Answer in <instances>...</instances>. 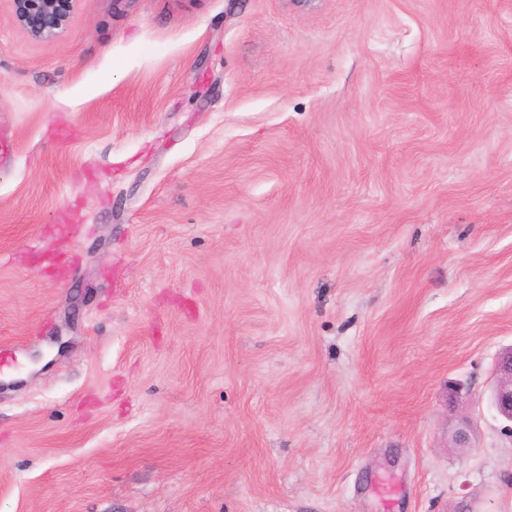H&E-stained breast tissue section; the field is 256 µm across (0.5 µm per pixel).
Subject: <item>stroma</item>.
Instances as JSON below:
<instances>
[{"mask_svg": "<svg viewBox=\"0 0 512 512\" xmlns=\"http://www.w3.org/2000/svg\"><path fill=\"white\" fill-rule=\"evenodd\" d=\"M1 136L0 512H512V0H0ZM15 17L36 39L57 36L66 27L75 0H13ZM491 406L507 422L512 432V346L499 350L492 369ZM475 438V428L470 419L462 417L458 426L448 434V445L452 448H471Z\"/></svg>", "mask_w": 512, "mask_h": 512, "instance_id": "35a3bbf8", "label": "stroma"}]
</instances>
